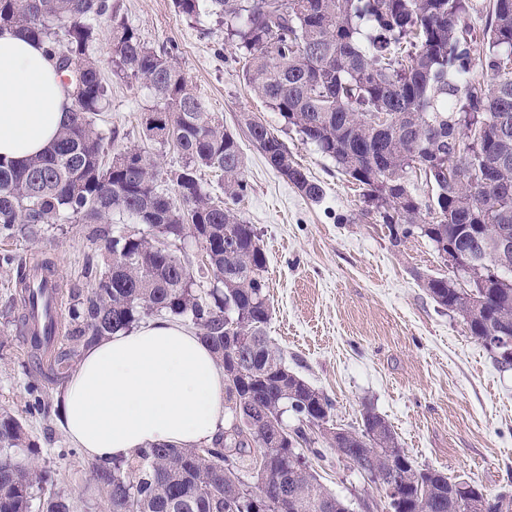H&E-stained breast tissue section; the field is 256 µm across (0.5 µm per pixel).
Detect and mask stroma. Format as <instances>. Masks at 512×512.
<instances>
[{
	"mask_svg": "<svg viewBox=\"0 0 512 512\" xmlns=\"http://www.w3.org/2000/svg\"><path fill=\"white\" fill-rule=\"evenodd\" d=\"M110 2L146 46L175 47L196 93L240 144L248 190L237 207L267 256V333L289 370L332 399L338 426H360L364 409H372L419 466L491 496L512 493V368L499 367L461 317L424 288V278L448 271L432 244L417 235L391 243L379 215L367 213L358 185L249 91L222 20L205 13L187 20L174 0ZM93 53L110 89L105 127L119 130L121 146L151 154L160 173L177 168L181 157L172 146L141 138L140 114L152 98L141 81L114 74L109 21L98 23ZM245 112L323 187L320 201L305 198L267 164L240 122ZM3 249L26 262H53L67 289L84 287L85 271L101 264L82 224H58L37 238H0ZM12 284V273L0 269V408L22 418L31 439L18 458L46 467L47 491L69 498L74 512H108L90 481L91 461L73 450L57 408L25 411L31 359L13 331L20 308ZM312 465L352 512H385L379 485L333 449L322 448Z\"/></svg>",
	"mask_w": 512,
	"mask_h": 512,
	"instance_id": "obj_1",
	"label": "stroma"
}]
</instances>
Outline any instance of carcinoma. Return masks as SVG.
I'll return each instance as SVG.
<instances>
[{
    "label": "carcinoma",
    "mask_w": 512,
    "mask_h": 512,
    "mask_svg": "<svg viewBox=\"0 0 512 512\" xmlns=\"http://www.w3.org/2000/svg\"><path fill=\"white\" fill-rule=\"evenodd\" d=\"M189 20L208 11L245 55L242 78L254 95L332 159L363 190L400 245L418 234L437 253L448 245L479 261L483 287L468 296L467 275L424 279L440 305L457 313L470 336L512 343V254L496 265L497 240L512 239V0H175ZM111 22L114 73L142 81L153 105L141 113L145 139L170 144L182 163L158 184L156 161L120 149L117 131L98 125L109 88L90 48L95 24ZM18 28L44 48L73 99L68 124L45 153L22 165L0 161V236L36 237L62 222L88 226L103 254L87 288H71L68 319L52 339L27 316L40 273L10 251L0 268L15 269L16 331L25 337L34 376L26 411L46 412L44 383H63L76 353L128 331L152 314L191 323L224 365L228 420L209 449L151 445L110 465L93 463L91 480L109 512H350L323 486L301 447L304 428L288 430L290 411L339 448L349 467L378 482L390 512H498L497 498L467 482L422 468L400 447L391 426L371 409L358 429L335 426L333 402L288 371L266 336L270 309L266 254L253 225L205 190L200 171L221 172L225 197L247 190L236 137L220 125L166 49L141 42L108 0H0V30ZM252 142L268 165L308 199L320 184L285 144L245 113ZM424 177L434 194L416 193ZM148 229L127 235L112 214ZM432 216L426 224L423 214ZM202 242L199 276L176 250L186 236ZM213 275L208 291L197 280ZM30 447L13 413L0 411V512H30L48 482L45 467L21 463ZM259 449L245 479L238 455ZM41 512H73L50 493Z\"/></svg>",
    "instance_id": "obj_1"
}]
</instances>
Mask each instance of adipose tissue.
<instances>
[{
	"label": "adipose tissue",
	"mask_w": 512,
	"mask_h": 512,
	"mask_svg": "<svg viewBox=\"0 0 512 512\" xmlns=\"http://www.w3.org/2000/svg\"><path fill=\"white\" fill-rule=\"evenodd\" d=\"M72 101L42 47L0 30V159L51 147ZM58 420L92 458H130L152 444L200 448L227 422L224 372L188 328L155 318L83 350L59 393Z\"/></svg>",
	"instance_id": "obj_1"
}]
</instances>
